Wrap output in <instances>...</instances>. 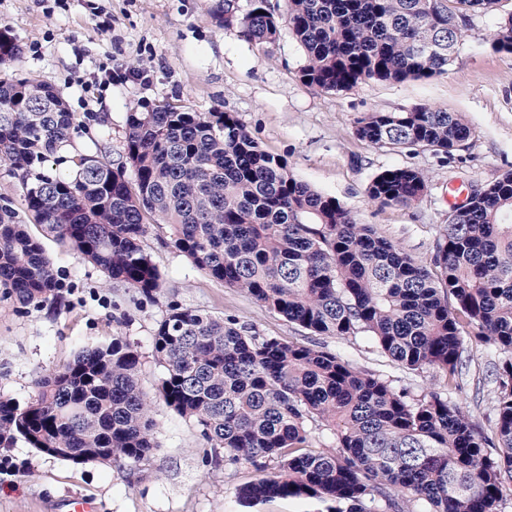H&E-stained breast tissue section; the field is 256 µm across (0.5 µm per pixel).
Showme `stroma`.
Wrapping results in <instances>:
<instances>
[{"label": "stroma", "instance_id": "stroma-1", "mask_svg": "<svg viewBox=\"0 0 512 512\" xmlns=\"http://www.w3.org/2000/svg\"><path fill=\"white\" fill-rule=\"evenodd\" d=\"M222 0H0V28L17 37V73L53 85L82 120L65 153H103L125 160L126 119L142 104L171 103L194 112H232L265 151L287 161L315 190L335 197L407 254L432 258L448 223L457 184H486L512 170V56L490 47L493 20L470 17L448 75L404 83L370 81L332 94L305 85L303 51L289 29L271 43L242 39L214 12ZM429 104L462 114L471 136L455 160L430 151H392L354 133L362 113ZM424 169L429 188L413 206L369 201L366 189L391 167ZM40 236L52 256L58 301L19 309L0 296V396L27 403L33 380L71 360L79 349L120 338L139 356L152 401L157 449L136 464H74L51 458L24 440L0 447V512H68L75 497L98 512H320L319 503L276 499L248 506L238 486L258 478L251 465H228L198 427L167 408L158 384L164 368L153 351L156 324L170 306L234 317L263 335L302 340L303 329L193 268L171 244V228L151 224L143 247L163 279L147 296L113 281L44 234L26 209L18 178L0 168V207ZM362 369L421 393L438 376L406 373L364 338L324 337ZM472 361L454 401L483 428L494 421L497 385L488 373L499 354L468 340Z\"/></svg>", "mask_w": 512, "mask_h": 512}]
</instances>
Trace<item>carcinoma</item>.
I'll return each mask as SVG.
<instances>
[{
	"label": "carcinoma",
	"mask_w": 512,
	"mask_h": 512,
	"mask_svg": "<svg viewBox=\"0 0 512 512\" xmlns=\"http://www.w3.org/2000/svg\"><path fill=\"white\" fill-rule=\"evenodd\" d=\"M502 0H288V28L305 53L300 79L325 93L366 81L448 74L472 13ZM250 42H272L281 19L268 0H224L218 16ZM491 46L512 55V11ZM22 47L0 28V167L20 179L26 209L46 233L108 277L152 295L160 273L142 245L149 223L226 288L310 336L364 337L440 386L420 395L358 368L321 343L286 341L194 308L173 306L153 350L165 368L164 403L224 449V462L262 472L237 488L256 505L315 499L325 512H501L512 497V170L469 185L448 212L425 264L402 252L334 197L298 179L261 149L232 112L169 103L128 114L127 165L76 154V175L42 168L78 121L58 90L8 72ZM358 139L453 159L470 137L458 112L416 104L363 113ZM414 166L386 169L370 199L411 206L428 190ZM59 287L40 238L0 208V290L40 306ZM501 362L493 436L451 400L471 360L467 338ZM139 356L118 338L82 348L34 380L25 405L0 397V447L20 438L82 464L137 463L157 448Z\"/></svg>",
	"instance_id": "cac0c4a2"
}]
</instances>
